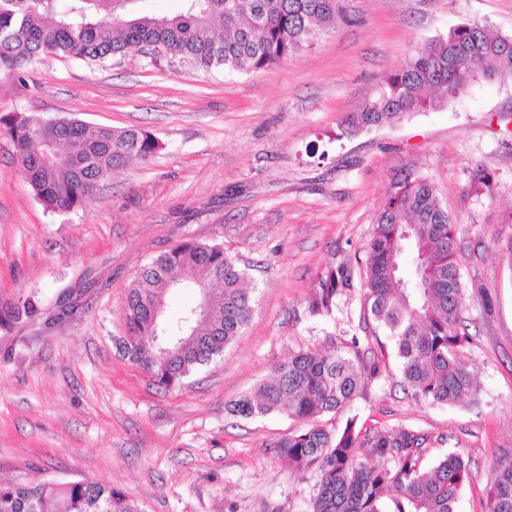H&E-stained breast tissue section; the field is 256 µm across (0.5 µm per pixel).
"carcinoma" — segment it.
Wrapping results in <instances>:
<instances>
[{"mask_svg": "<svg viewBox=\"0 0 512 512\" xmlns=\"http://www.w3.org/2000/svg\"><path fill=\"white\" fill-rule=\"evenodd\" d=\"M148 0H0V72L17 74L44 56L103 63L145 43L164 59L198 70L257 72L309 46L343 17L342 0H182L181 10L157 16ZM512 78V37L467 22L433 40L383 80L379 95L348 122L347 131L390 125L455 100L478 82ZM20 169L48 211L100 199L112 173L158 149L139 129H114L75 118L45 120L25 112L0 115ZM458 225L432 182L406 176L382 203L365 246L363 300L380 353L389 350L412 396L448 405L476 391L463 351L469 341L460 316L462 287L456 259ZM246 273L220 244L184 240L141 269L129 289V336L123 356L165 390L222 356L248 323L253 300ZM346 265L321 276L309 312L330 317L336 298L352 287ZM210 288L207 314L188 308L164 314L175 288ZM39 313L27 298L0 309L11 327ZM359 351L301 350L273 376L241 397L232 412L246 417L285 414L303 426L283 437L277 453L293 468L319 465L322 479L312 512H457L467 463L451 452L423 462L429 437L416 430L362 431L350 420L333 434L319 418L347 406L376 371ZM387 458L391 467L371 465ZM490 512H512V460L495 470ZM0 512H142L110 485L36 477L0 483Z\"/></svg>", "mask_w": 512, "mask_h": 512, "instance_id": "1", "label": "carcinoma"}]
</instances>
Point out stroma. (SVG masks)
I'll return each instance as SVG.
<instances>
[{"mask_svg": "<svg viewBox=\"0 0 512 512\" xmlns=\"http://www.w3.org/2000/svg\"><path fill=\"white\" fill-rule=\"evenodd\" d=\"M347 21L259 72L157 66L132 52L103 66L49 56L0 74V114L137 128L159 143L106 181L99 203L45 210L0 134V307L38 300L43 317L0 327V479L108 484L143 512H311L318 466L288 468L284 414L232 403L302 349L367 351L363 286L332 316L309 301L330 266L365 259L379 207L405 175L431 180L460 224L465 348L477 391L433 405L379 361L353 402L321 417L428 434L427 460L469 463L458 512H488L496 464L512 459V79L480 83L399 123L345 133L383 79L431 40L475 21L512 36V0H345ZM223 245L251 267L252 317L224 356L173 391L118 350L139 270L172 245ZM75 309L45 324L59 302Z\"/></svg>", "mask_w": 512, "mask_h": 512, "instance_id": "stroma-1", "label": "stroma"}]
</instances>
